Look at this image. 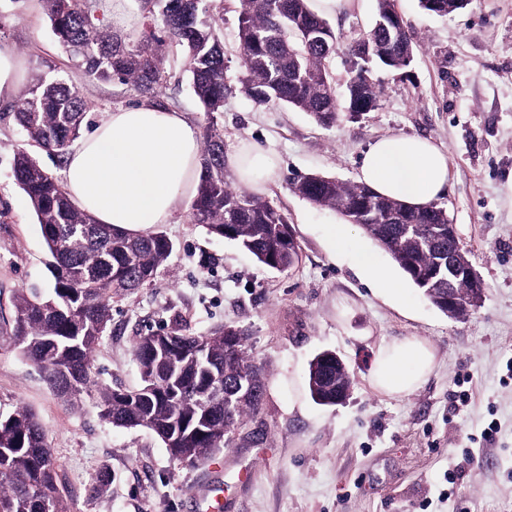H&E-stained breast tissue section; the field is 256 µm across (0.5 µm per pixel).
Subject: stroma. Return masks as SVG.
<instances>
[{"mask_svg": "<svg viewBox=\"0 0 512 512\" xmlns=\"http://www.w3.org/2000/svg\"><path fill=\"white\" fill-rule=\"evenodd\" d=\"M221 5L230 87L218 117L224 152L254 142L279 157L262 196L286 214L301 260L286 271L269 269L192 223L182 206L173 223L159 227L174 249L154 281L113 302L92 373L112 389H135L138 336L176 327L204 335L233 324L264 369L262 413L237 430L230 448L182 467L151 431L103 421L95 399L68 406L20 354L10 340L13 297L22 288L50 292L54 279L36 217L12 176L16 151L30 143L0 98V414L20 404L36 413L70 512H512V0H472L447 16L427 14L419 0H396L420 46L413 63L403 71L372 64L377 107L328 128L244 93L240 3ZM0 48L21 59L22 87L38 70L74 71L40 0H0ZM165 68L150 102L205 127L179 45L169 46ZM77 87L90 106L87 131L112 108L142 100L117 80L81 79ZM390 134L430 139L448 154V186L437 202L485 287L465 318H449L412 285L406 310L375 295L359 269L336 256L332 226L374 250L396 278L403 271L359 225L290 187V177L307 173L357 181L368 145ZM412 336L433 348L432 374L408 396L379 395L369 384L374 352ZM323 350L335 351L351 373L343 404L319 405L309 395V363ZM292 397L299 401L293 409ZM492 421L499 432L483 440ZM102 470L112 475L110 490L91 497L90 479Z\"/></svg>", "mask_w": 512, "mask_h": 512, "instance_id": "stroma-1", "label": "stroma"}]
</instances>
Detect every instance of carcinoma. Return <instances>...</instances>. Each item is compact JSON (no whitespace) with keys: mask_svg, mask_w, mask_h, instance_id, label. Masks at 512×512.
<instances>
[{"mask_svg":"<svg viewBox=\"0 0 512 512\" xmlns=\"http://www.w3.org/2000/svg\"><path fill=\"white\" fill-rule=\"evenodd\" d=\"M428 14L448 15L471 0H432ZM57 41L77 59L79 76L118 79L140 94L163 84L168 42L189 59L194 95L209 116L193 223L237 243L269 269L298 263L299 245L287 216L268 200L235 184L224 170V138L217 113L224 111V39L215 0H142L143 14L162 25L166 37L146 32L125 43L112 34L110 0H42ZM343 34L318 14L310 0H240L237 27L239 82L257 103L277 99L330 126L339 116L329 62ZM370 52L383 66H410L418 44L405 33L394 0H376L370 27L354 39L351 55ZM352 120L377 106L381 90L356 65L347 86ZM87 102L71 78L36 73L13 106L15 121L38 149L64 155L79 138ZM13 175L28 197L52 257L54 287L49 294L21 289L13 298L12 339L22 355L66 402L77 405L96 394L100 417L122 428H144L158 436L171 459L195 466L226 448L236 430L256 417L264 402L263 368L246 349L244 332L221 326L208 335L139 337L133 347L141 384L113 390L92 376L93 354L112 322V300L151 282L173 251L160 233L134 235L98 224L70 199L36 154L20 150ZM293 191L360 225L410 281L440 311L453 318L476 306L474 287L464 274L471 266L458 247L448 212L436 203L412 207L381 196L359 182L319 174L297 175ZM458 307L448 311V293ZM316 355L309 366L312 399L336 404L342 363ZM57 459L45 430L25 406L0 416V512H69L57 485Z\"/></svg>","mask_w":512,"mask_h":512,"instance_id":"1","label":"carcinoma"}]
</instances>
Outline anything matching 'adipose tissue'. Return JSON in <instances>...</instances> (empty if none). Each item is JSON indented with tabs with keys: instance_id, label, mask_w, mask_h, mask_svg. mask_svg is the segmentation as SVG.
I'll return each mask as SVG.
<instances>
[{
	"instance_id": "ef3b65f1",
	"label": "adipose tissue",
	"mask_w": 512,
	"mask_h": 512,
	"mask_svg": "<svg viewBox=\"0 0 512 512\" xmlns=\"http://www.w3.org/2000/svg\"><path fill=\"white\" fill-rule=\"evenodd\" d=\"M200 159L199 130L185 113L140 103L105 113L70 150L64 184L96 221L139 234L172 223L195 188ZM277 167V158L252 142L241 144L233 157L238 181L255 191L263 190ZM358 178L381 195L421 206L444 193L448 157L430 140L386 135L364 152ZM338 254L364 273L375 294L404 301L399 281L370 252L342 247ZM434 365L426 340H394L375 351L369 383L383 396L400 398L418 389Z\"/></svg>"
}]
</instances>
